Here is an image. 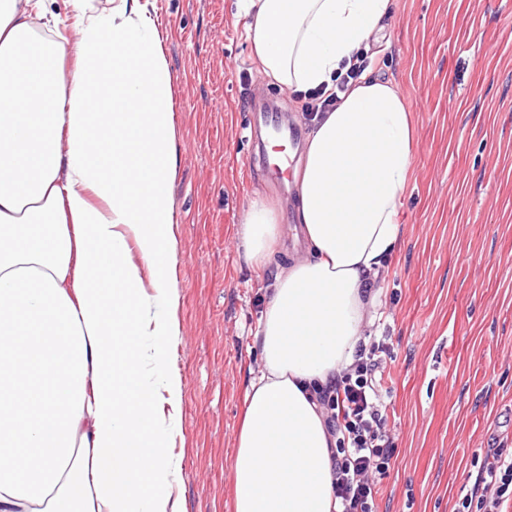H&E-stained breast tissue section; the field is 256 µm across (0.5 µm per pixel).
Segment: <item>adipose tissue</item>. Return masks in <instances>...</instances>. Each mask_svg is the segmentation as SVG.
<instances>
[{
	"instance_id": "1",
	"label": "adipose tissue",
	"mask_w": 512,
	"mask_h": 512,
	"mask_svg": "<svg viewBox=\"0 0 512 512\" xmlns=\"http://www.w3.org/2000/svg\"><path fill=\"white\" fill-rule=\"evenodd\" d=\"M148 2L79 10L73 44L37 36L35 20L58 24L48 0H0V512H180L173 80ZM390 3L247 0V37L282 87H329ZM312 123L296 173L305 252L255 336L234 512H336L314 390L352 363L402 234L414 126L396 85L363 78ZM238 235L249 264L273 261L264 204Z\"/></svg>"
}]
</instances>
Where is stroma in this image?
Listing matches in <instances>:
<instances>
[{"instance_id":"1","label":"stroma","mask_w":512,"mask_h":512,"mask_svg":"<svg viewBox=\"0 0 512 512\" xmlns=\"http://www.w3.org/2000/svg\"><path fill=\"white\" fill-rule=\"evenodd\" d=\"M173 77L183 401L170 451L183 512H233L235 443L254 333L277 264L257 269L236 229L250 201L276 214L293 249L296 184L258 170L247 131L274 104L308 135L300 93L266 80L244 0H150ZM372 75L394 81L417 139L402 241L380 282L377 316L394 467L379 512H455L467 475L512 449V0H391L371 40Z\"/></svg>"}]
</instances>
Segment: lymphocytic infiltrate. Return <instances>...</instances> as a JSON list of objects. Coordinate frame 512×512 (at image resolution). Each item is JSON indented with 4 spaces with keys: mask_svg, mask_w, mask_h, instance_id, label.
<instances>
[{
    "mask_svg": "<svg viewBox=\"0 0 512 512\" xmlns=\"http://www.w3.org/2000/svg\"><path fill=\"white\" fill-rule=\"evenodd\" d=\"M369 65L367 56L357 55L346 73L336 75L331 88L305 92L306 111L333 109L340 93ZM385 350L381 341L358 344L353 363L318 393L327 427L336 437L331 467L340 512H377L378 485L391 468L392 441L381 388ZM457 512H512V454L503 448L487 453Z\"/></svg>",
    "mask_w": 512,
    "mask_h": 512,
    "instance_id": "lymphocytic-infiltrate-1",
    "label": "lymphocytic infiltrate"
}]
</instances>
